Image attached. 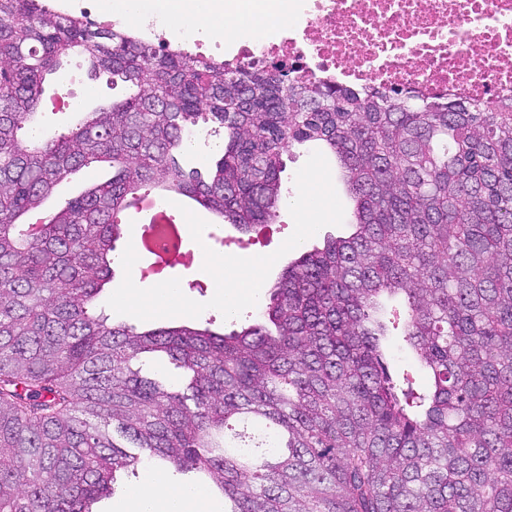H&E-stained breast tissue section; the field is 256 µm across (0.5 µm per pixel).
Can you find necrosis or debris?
<instances>
[{"label": "necrosis or debris", "mask_w": 512, "mask_h": 512, "mask_svg": "<svg viewBox=\"0 0 512 512\" xmlns=\"http://www.w3.org/2000/svg\"><path fill=\"white\" fill-rule=\"evenodd\" d=\"M90 22L123 23L138 0H60ZM248 0H226L232 33L227 66L243 60L285 63L301 79L395 88L424 97L512 100V0H260L281 18L272 33L254 31Z\"/></svg>", "instance_id": "obj_1"}]
</instances>
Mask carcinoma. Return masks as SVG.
<instances>
[{"instance_id":"1","label":"carcinoma","mask_w":512,"mask_h":512,"mask_svg":"<svg viewBox=\"0 0 512 512\" xmlns=\"http://www.w3.org/2000/svg\"><path fill=\"white\" fill-rule=\"evenodd\" d=\"M72 54L131 93L45 139L47 74ZM223 129L211 169L188 134ZM335 157L346 237L302 253L228 334L90 311L129 197L163 189L244 232L274 223L282 156ZM112 176L28 216L91 163ZM395 340L429 376L390 365ZM165 355L173 387L143 372ZM150 465L224 512H512V104L304 81L0 0V512H92Z\"/></svg>"}]
</instances>
